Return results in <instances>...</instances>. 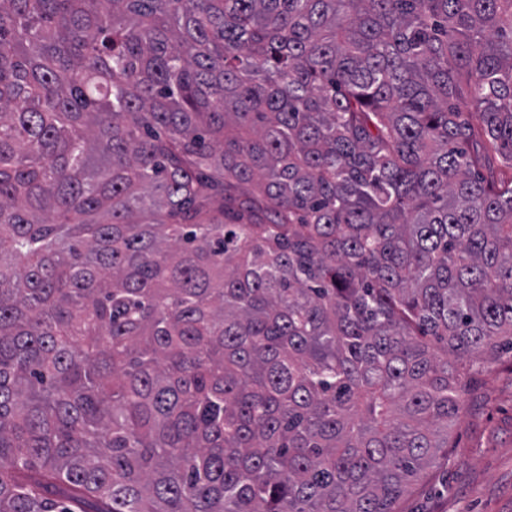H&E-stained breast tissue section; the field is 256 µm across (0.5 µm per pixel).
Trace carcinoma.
<instances>
[{"mask_svg": "<svg viewBox=\"0 0 512 512\" xmlns=\"http://www.w3.org/2000/svg\"><path fill=\"white\" fill-rule=\"evenodd\" d=\"M503 342L512 0H0V512H394Z\"/></svg>", "mask_w": 512, "mask_h": 512, "instance_id": "1", "label": "carcinoma"}]
</instances>
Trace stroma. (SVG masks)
I'll list each match as a JSON object with an SVG mask.
<instances>
[{"label": "stroma", "mask_w": 512, "mask_h": 512, "mask_svg": "<svg viewBox=\"0 0 512 512\" xmlns=\"http://www.w3.org/2000/svg\"><path fill=\"white\" fill-rule=\"evenodd\" d=\"M435 463L397 502L396 512H512V357L485 359Z\"/></svg>", "instance_id": "stroma-1"}]
</instances>
